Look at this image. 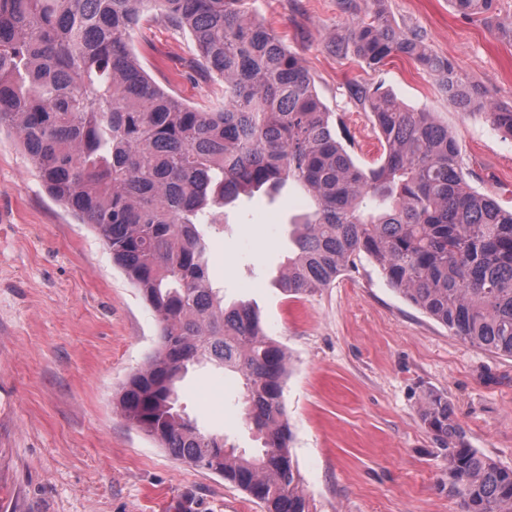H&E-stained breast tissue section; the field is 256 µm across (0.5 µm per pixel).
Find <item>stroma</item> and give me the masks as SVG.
Returning <instances> with one entry per match:
<instances>
[{"label":"stroma","mask_w":512,"mask_h":512,"mask_svg":"<svg viewBox=\"0 0 512 512\" xmlns=\"http://www.w3.org/2000/svg\"><path fill=\"white\" fill-rule=\"evenodd\" d=\"M249 12L301 58L358 163L379 143L347 88L391 93L433 112L459 144L468 184L512 208V137L456 112L434 75L395 57L372 70L327 44L345 37L337 0H247ZM470 80L512 106V45L450 0H388ZM133 48L162 88L188 104L220 101L224 85L194 65L187 33L143 24ZM312 202L293 186L225 208L210 274L226 302L256 303L284 349L290 449L315 512H459L439 445L421 425L427 392L447 396L471 447L512 468V358L452 336L361 257L330 287L295 300L273 281L287 270L295 216ZM159 322L94 229L47 194L17 138L0 133V512H263L238 487L191 469L131 427L117 393L158 342ZM180 402L198 426L256 447L238 383L202 365Z\"/></svg>","instance_id":"stroma-1"}]
</instances>
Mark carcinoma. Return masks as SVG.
<instances>
[{
	"label": "carcinoma",
	"instance_id": "carcinoma-1",
	"mask_svg": "<svg viewBox=\"0 0 512 512\" xmlns=\"http://www.w3.org/2000/svg\"><path fill=\"white\" fill-rule=\"evenodd\" d=\"M245 0H0V131L12 130L56 202L89 224L159 319L158 346L124 383L126 421L178 461L224 478L263 512H314L291 453L280 345L249 302L224 303L209 276L214 209L263 190L301 188L314 209L294 225L288 275L300 298L362 256L414 306L473 346L512 358V209L466 182L459 145L433 114L354 84L381 147L357 164L336 139L313 79ZM387 0H338L348 52L376 70L394 56L433 74L453 108L512 136V107L393 21ZM496 22V0H450ZM147 17L190 35L196 65L224 100L196 108L157 86L132 46ZM237 378L261 447L247 453L201 431L179 404L189 368ZM443 445L460 512H512V468L470 446L448 398L420 413Z\"/></svg>",
	"mask_w": 512,
	"mask_h": 512
}]
</instances>
